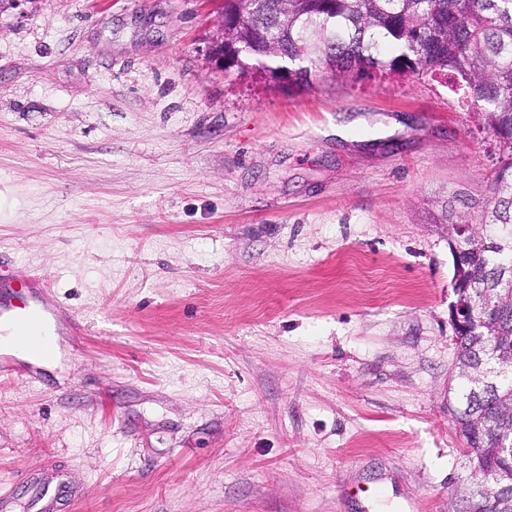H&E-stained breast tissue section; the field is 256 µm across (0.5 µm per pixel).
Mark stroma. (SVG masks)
<instances>
[{
  "mask_svg": "<svg viewBox=\"0 0 512 512\" xmlns=\"http://www.w3.org/2000/svg\"><path fill=\"white\" fill-rule=\"evenodd\" d=\"M224 0L0 13V253L59 334L0 382V499L39 512H448L468 475L446 205L487 135L445 82L273 88Z\"/></svg>",
  "mask_w": 512,
  "mask_h": 512,
  "instance_id": "obj_1",
  "label": "stroma"
}]
</instances>
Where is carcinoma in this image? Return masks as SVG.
I'll use <instances>...</instances> for the list:
<instances>
[{"label": "carcinoma", "mask_w": 512, "mask_h": 512, "mask_svg": "<svg viewBox=\"0 0 512 512\" xmlns=\"http://www.w3.org/2000/svg\"><path fill=\"white\" fill-rule=\"evenodd\" d=\"M224 57L297 89L320 69L358 81L452 76L499 151L492 196L456 277L485 282L512 268V0H262L242 21L225 22ZM473 315L479 335L455 337L461 387L448 405L471 479L449 512H512V454L503 452L512 440V297L488 308L480 296ZM491 367L500 371L494 386H478ZM486 470L498 476L492 499L480 485Z\"/></svg>", "instance_id": "obj_1"}]
</instances>
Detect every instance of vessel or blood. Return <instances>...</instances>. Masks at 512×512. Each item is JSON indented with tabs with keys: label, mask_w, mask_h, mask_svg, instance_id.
Instances as JSON below:
<instances>
[{
	"label": "vessel or blood",
	"mask_w": 512,
	"mask_h": 512,
	"mask_svg": "<svg viewBox=\"0 0 512 512\" xmlns=\"http://www.w3.org/2000/svg\"><path fill=\"white\" fill-rule=\"evenodd\" d=\"M10 281L26 297L19 305L9 300L0 305V377L14 380L28 376L17 357L45 359L53 354L51 324L59 303L45 275H14Z\"/></svg>",
	"instance_id": "1"
}]
</instances>
